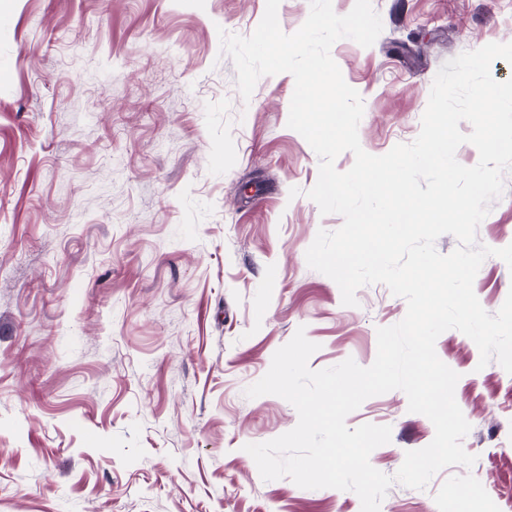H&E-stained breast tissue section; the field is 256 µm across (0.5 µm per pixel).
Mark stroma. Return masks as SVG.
I'll list each match as a JSON object with an SVG mask.
<instances>
[{
	"label": "stroma",
	"instance_id": "obj_1",
	"mask_svg": "<svg viewBox=\"0 0 512 512\" xmlns=\"http://www.w3.org/2000/svg\"><path fill=\"white\" fill-rule=\"evenodd\" d=\"M383 31L331 56L358 91L362 148L415 140L441 66L512 42V0H371ZM266 0H0V512H361L358 496L263 481L245 444L293 429L295 408L249 398L304 329L319 370L370 366L404 298L381 283L342 303L305 258L341 227L307 192L319 159L287 125L295 81L243 100L220 32L253 33ZM477 230L512 244V171ZM496 313L512 270L473 284ZM459 373L472 467L392 484L380 512H512V375L458 330L436 340ZM387 425L370 463L392 475L431 443L404 392L348 427Z\"/></svg>",
	"mask_w": 512,
	"mask_h": 512
}]
</instances>
